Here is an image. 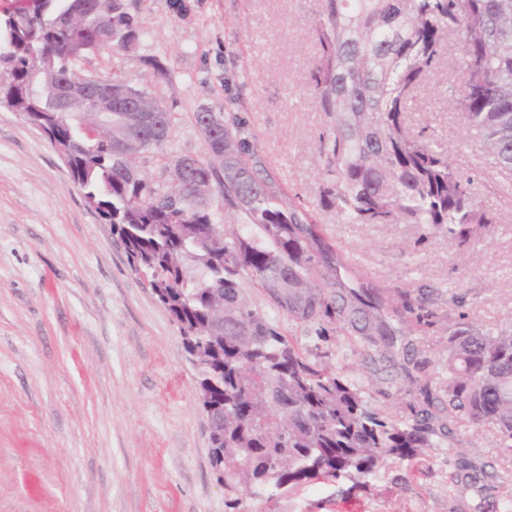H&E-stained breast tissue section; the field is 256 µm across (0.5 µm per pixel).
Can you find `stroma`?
<instances>
[{
  "mask_svg": "<svg viewBox=\"0 0 512 512\" xmlns=\"http://www.w3.org/2000/svg\"><path fill=\"white\" fill-rule=\"evenodd\" d=\"M127 3L142 26L136 49L88 55L78 70L118 76L166 104L171 135L139 158L151 181L161 183L167 159L204 154L196 112L220 114L239 124L261 174L310 212L346 284L359 269L392 298L425 297L431 325L398 338L381 377L350 337L330 343L375 405L405 419L415 378L447 385L448 326L458 315L483 329L512 327V176L484 165L481 141L448 106L462 79L458 35L445 36L442 65L406 123L447 146L498 216L463 250L415 224H345L320 206L318 139L330 119L308 73L325 0H185L183 12L175 0ZM458 436L461 450L439 443L356 483L270 486L243 495L237 512H495L512 495V465L493 430L462 427ZM209 448L195 371L169 314L55 149L1 108L0 512H226Z\"/></svg>",
  "mask_w": 512,
  "mask_h": 512,
  "instance_id": "35a3bbf8",
  "label": "stroma"
}]
</instances>
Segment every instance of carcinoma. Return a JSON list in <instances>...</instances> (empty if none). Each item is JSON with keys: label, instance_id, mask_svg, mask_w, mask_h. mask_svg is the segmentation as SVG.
<instances>
[{"label": "carcinoma", "instance_id": "obj_1", "mask_svg": "<svg viewBox=\"0 0 512 512\" xmlns=\"http://www.w3.org/2000/svg\"><path fill=\"white\" fill-rule=\"evenodd\" d=\"M463 35L458 95L448 106L482 141L491 167L512 174V0H325L313 28L309 84L331 117L319 136L326 175L320 204L346 224H422L458 248L496 223L472 180L448 152L405 122L416 87L438 65L445 34ZM142 34L127 0H24L0 20V106L70 154L73 184L123 245L128 263L169 313L196 373L209 422L210 464L237 508L248 486L298 488L319 479L370 476L392 456L413 460L454 427L491 428L512 463V329L448 326V385L419 388L412 421L372 405L324 349L333 332L358 336L393 361L410 294L398 305L381 288H347L320 263L309 213L262 178L237 127L208 110L205 155L164 163L152 184L137 160L171 133L166 105L120 79L83 76L77 62L110 48L128 52ZM112 90L70 120L58 112L61 82ZM137 94L141 111H119ZM112 109V126L94 111ZM222 196L249 220L224 233L213 205ZM250 277L288 320L315 333L304 347L252 307ZM288 403V416L279 405Z\"/></svg>", "mask_w": 512, "mask_h": 512}]
</instances>
